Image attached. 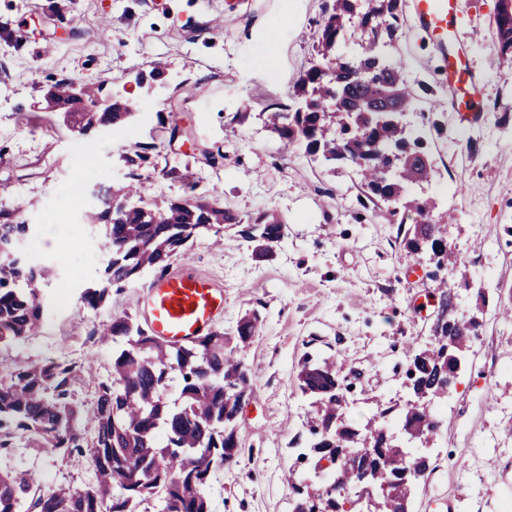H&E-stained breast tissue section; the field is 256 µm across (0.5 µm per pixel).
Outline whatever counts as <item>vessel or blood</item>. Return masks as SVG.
<instances>
[{
    "instance_id": "vessel-or-blood-1",
    "label": "vessel or blood",
    "mask_w": 512,
    "mask_h": 512,
    "mask_svg": "<svg viewBox=\"0 0 512 512\" xmlns=\"http://www.w3.org/2000/svg\"><path fill=\"white\" fill-rule=\"evenodd\" d=\"M417 25L432 39L446 65V82L457 91L455 107L461 122L474 123L483 89L466 65L467 51L451 44L461 16L460 0H412ZM224 311V290L191 273L167 271L149 285L145 316L149 330L176 344L203 336Z\"/></svg>"
}]
</instances>
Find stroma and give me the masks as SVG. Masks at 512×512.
Returning a JSON list of instances; mask_svg holds the SVG:
<instances>
[{
  "label": "stroma",
  "mask_w": 512,
  "mask_h": 512,
  "mask_svg": "<svg viewBox=\"0 0 512 512\" xmlns=\"http://www.w3.org/2000/svg\"><path fill=\"white\" fill-rule=\"evenodd\" d=\"M329 0H0V207L19 205L34 228L25 250L50 269L36 335L0 344V375L65 362L73 389L93 404L112 378L103 325L144 316L154 272L112 289L95 311L83 290L101 278L107 255L96 224L60 225L57 246L45 221L68 210L74 183L141 185L155 202L203 194L243 219L277 210L285 236L271 257L255 258L238 227L191 239L169 266L210 278L224 289L217 329L258 317L241 352L252 391L239 413L242 455L211 479L213 512H292L293 442L310 401L296 384L304 354L347 357L365 371L352 391L348 421L364 424L372 396L408 394L395 366L430 347L426 307L441 284L458 309L482 308L480 335L447 397L427 453L433 470L417 486L411 512H507L512 506V60L495 47L498 0H465L453 38L483 81L482 118L460 123L448 110L444 62L401 0L393 53L416 94L408 121L421 132L433 164L429 182L410 196L432 218L453 213L448 245L464 276L435 271L403 243L398 225L368 204L357 169L328 168L304 145L283 146L267 123L271 105L290 103L293 84L315 56ZM164 71L152 87L139 73ZM70 78L102 80L109 97H139L143 109L122 128L85 138L41 106L45 87ZM0 469L33 474L38 489H81L93 482L89 457L66 456L42 437L16 435Z\"/></svg>",
  "instance_id": "35a3bbf8"
}]
</instances>
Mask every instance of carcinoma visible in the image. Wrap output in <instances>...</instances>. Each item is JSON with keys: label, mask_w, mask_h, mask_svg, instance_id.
I'll use <instances>...</instances> for the list:
<instances>
[{"label": "carcinoma", "mask_w": 512, "mask_h": 512, "mask_svg": "<svg viewBox=\"0 0 512 512\" xmlns=\"http://www.w3.org/2000/svg\"><path fill=\"white\" fill-rule=\"evenodd\" d=\"M399 0H331L320 26L316 58L299 77L294 97L303 110L285 105L271 113L273 133L285 144L301 143L327 164L348 161L358 167L369 201L388 205L390 221L400 208L426 216L427 203L407 199L408 186L429 180L432 162L405 152L421 145L400 123L397 113L414 109L415 97L404 76V64L385 55L378 44L392 45L400 27ZM499 54L512 59V0H498L495 16ZM351 28L369 37L363 51L346 54ZM105 81L75 85L56 81L46 90V108L66 110L64 119L83 136L103 127L128 124L140 109L134 99L112 101V110L88 108L105 98ZM340 94L330 108L326 101ZM374 108V119L366 109ZM95 203L82 216L103 229L108 255L98 284L82 301L98 308L112 287L135 280L148 270L160 271L197 234L221 224H241L239 214L197 195L171 201L128 205L140 188L98 187ZM32 227L19 206L0 208V341L25 339L42 320L41 292L50 271L18 249ZM254 251L265 254L284 237V221L274 211L260 214L243 231ZM405 245L425 253L439 269L453 270L459 259L448 246V224L417 221L405 232ZM477 314L464 310L452 320L437 321L431 347L405 355L402 385L411 399L404 405L376 402L364 426L342 417L349 387L343 369L307 354L296 375L302 395L311 400L305 422L306 446L298 459L330 462L321 487L295 484L293 512H409L429 459L393 438L428 441L442 421L435 400L448 395L456 375L478 337ZM255 319L244 316L235 329L214 330L192 345H171L152 335L128 315L112 318L104 335L112 353V380L98 385L94 404L78 403L72 389V367L64 362L35 364L0 378V453L13 451V435L37 433L64 455L89 456L94 483L80 490L50 489L33 495L25 471L0 470V512H17L30 496L31 512H136L149 497L159 498L162 512H212V474L238 462L241 442L238 414L251 379L238 352L255 333ZM180 385V403L164 399L171 377Z\"/></svg>", "instance_id": "1"}]
</instances>
